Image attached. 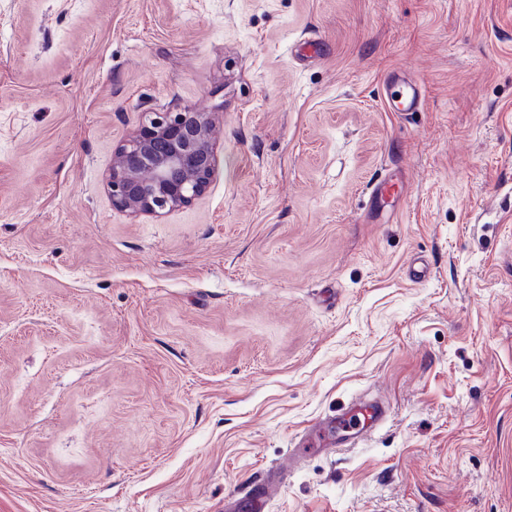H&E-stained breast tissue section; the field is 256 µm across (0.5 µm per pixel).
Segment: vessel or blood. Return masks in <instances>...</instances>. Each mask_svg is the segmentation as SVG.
Segmentation results:
<instances>
[{
    "label": "vessel or blood",
    "instance_id": "1",
    "mask_svg": "<svg viewBox=\"0 0 512 512\" xmlns=\"http://www.w3.org/2000/svg\"><path fill=\"white\" fill-rule=\"evenodd\" d=\"M384 100L389 111L406 116L421 111L423 87L420 82L395 75L383 85ZM388 408L380 402L371 403L367 409L356 404L342 408L335 416L315 424L306 438L300 439V448H341L355 446L377 430L387 418ZM281 473L266 471L259 480L238 496L233 512H266L268 502L278 491Z\"/></svg>",
    "mask_w": 512,
    "mask_h": 512
}]
</instances>
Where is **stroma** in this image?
I'll list each match as a JSON object with an SVG mask.
<instances>
[{
	"label": "stroma",
	"instance_id": "1",
	"mask_svg": "<svg viewBox=\"0 0 512 512\" xmlns=\"http://www.w3.org/2000/svg\"><path fill=\"white\" fill-rule=\"evenodd\" d=\"M186 106L206 191L114 208ZM355 397L269 512H512V0H0V512H225ZM384 100L390 112L401 116L420 112L423 106V87L417 80L396 74L383 85ZM112 155V204L133 217L160 216L189 205L217 166L218 117L193 107L150 112ZM362 402H353L335 416L315 424L299 440L298 448H341L356 446L377 430L388 416V407L381 402H370L369 407L357 410Z\"/></svg>",
	"mask_w": 512,
	"mask_h": 512
}]
</instances>
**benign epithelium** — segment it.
<instances>
[{
  "label": "benign epithelium",
  "instance_id": "1",
  "mask_svg": "<svg viewBox=\"0 0 512 512\" xmlns=\"http://www.w3.org/2000/svg\"><path fill=\"white\" fill-rule=\"evenodd\" d=\"M217 120L189 106L150 113L113 152L112 204L133 217H157L202 195L217 166Z\"/></svg>",
  "mask_w": 512,
  "mask_h": 512
}]
</instances>
